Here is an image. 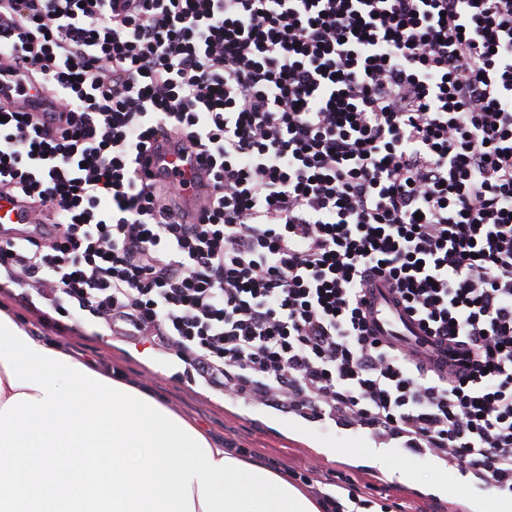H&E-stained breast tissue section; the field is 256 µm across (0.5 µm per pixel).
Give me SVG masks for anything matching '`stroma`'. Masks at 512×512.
<instances>
[{
	"label": "stroma",
	"instance_id": "obj_1",
	"mask_svg": "<svg viewBox=\"0 0 512 512\" xmlns=\"http://www.w3.org/2000/svg\"><path fill=\"white\" fill-rule=\"evenodd\" d=\"M0 310L62 353L123 376L195 421L225 447L236 449L240 458L262 463L299 488L312 486L332 493L340 486H354L368 501L362 512H453L447 485L455 475L431 456L411 462V469L421 477L406 487L374 481L367 473L372 464L369 451L378 448L389 460H397L403 449L395 441L380 444L360 427L310 423L285 408L232 400L224 390L187 374L183 363L167 350L148 349L91 319L60 315L48 301L24 292L1 272ZM318 453L323 462H315Z\"/></svg>",
	"mask_w": 512,
	"mask_h": 512
}]
</instances>
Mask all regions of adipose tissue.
<instances>
[{
  "label": "adipose tissue",
  "mask_w": 512,
  "mask_h": 512,
  "mask_svg": "<svg viewBox=\"0 0 512 512\" xmlns=\"http://www.w3.org/2000/svg\"><path fill=\"white\" fill-rule=\"evenodd\" d=\"M0 512H320L156 398L0 314Z\"/></svg>",
  "instance_id": "1"
}]
</instances>
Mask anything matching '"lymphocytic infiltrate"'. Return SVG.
<instances>
[{"mask_svg":"<svg viewBox=\"0 0 512 512\" xmlns=\"http://www.w3.org/2000/svg\"><path fill=\"white\" fill-rule=\"evenodd\" d=\"M0 268L236 395L405 438L512 493V0H0ZM212 195L177 217L182 172ZM384 279L455 359L373 338ZM179 157L184 158L183 168L189 173V176L194 181V197L187 204L192 212H196V207L202 199L209 195L211 191V184L208 176V170L205 165L198 160L195 154L190 151L179 154V152L161 147L158 150L157 156H153L151 162V168L155 165H159L162 162H175ZM0 223L5 226L19 227L35 224L31 208L20 199L0 198Z\"/></svg>","mask_w":512,"mask_h":512,"instance_id":"obj_1","label":"lymphocytic infiltrate"}]
</instances>
